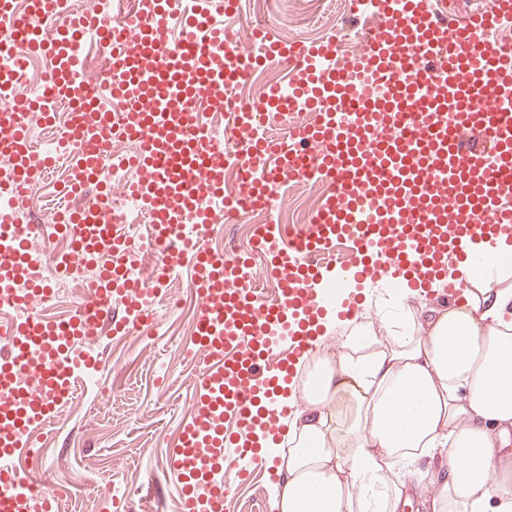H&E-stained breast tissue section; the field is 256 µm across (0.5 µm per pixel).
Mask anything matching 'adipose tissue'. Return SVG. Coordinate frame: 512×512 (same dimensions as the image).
Listing matches in <instances>:
<instances>
[{"instance_id": "1", "label": "adipose tissue", "mask_w": 512, "mask_h": 512, "mask_svg": "<svg viewBox=\"0 0 512 512\" xmlns=\"http://www.w3.org/2000/svg\"><path fill=\"white\" fill-rule=\"evenodd\" d=\"M461 299L379 309L340 330L281 420L276 512H396L394 470L445 463L418 496L427 512H512V239L472 243Z\"/></svg>"}]
</instances>
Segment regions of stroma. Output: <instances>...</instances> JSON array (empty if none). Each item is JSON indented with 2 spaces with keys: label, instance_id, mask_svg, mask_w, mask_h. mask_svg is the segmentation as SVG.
Instances as JSON below:
<instances>
[{
  "label": "stroma",
  "instance_id": "stroma-1",
  "mask_svg": "<svg viewBox=\"0 0 512 512\" xmlns=\"http://www.w3.org/2000/svg\"><path fill=\"white\" fill-rule=\"evenodd\" d=\"M336 0H277L266 26L287 43L318 40L352 28L363 33V18L336 14ZM323 188L278 189L275 223L303 224L320 205ZM190 267L180 268L176 285L182 309L154 312L134 336L103 339L100 389L88 393L62 416L60 430L33 438L42 451V478L50 489L75 495L80 512H140L160 506L175 512L177 499L166 486V459L175 447L179 422L192 399L197 360L188 354L197 314L188 282Z\"/></svg>",
  "mask_w": 512,
  "mask_h": 512
}]
</instances>
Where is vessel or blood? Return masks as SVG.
I'll use <instances>...</instances> for the list:
<instances>
[{"mask_svg":"<svg viewBox=\"0 0 512 512\" xmlns=\"http://www.w3.org/2000/svg\"><path fill=\"white\" fill-rule=\"evenodd\" d=\"M137 0L119 24L74 15L60 17V0H0V163L23 187L67 156L64 194L96 177L112 154L113 130L136 138L128 161L135 179L122 194L151 215L150 237L162 246L164 266H192L198 299L194 344L204 366L182 418L168 474L184 512H224L239 482L268 468L261 449L276 435L277 390L313 349L328 316L343 319L360 303L341 288L344 279L374 284L400 279L418 288L447 272L459 257L453 243L479 236H512V45L497 33L512 26V0L457 19L446 0H348L351 15L370 28L356 48L338 37L275 40L263 27L237 40L224 26L239 0ZM61 21L55 43L39 40L35 21ZM94 32L112 79L101 88L82 69L85 32ZM43 56L41 90L25 92L16 70ZM277 62L268 113L295 121L288 142L272 147L255 112L228 110L230 146L190 104L223 107L261 62ZM119 104L112 121L105 99ZM80 110L77 149L61 142L38 149L30 120L48 117L51 100ZM249 173L246 194L273 205L284 180L315 182L324 201L313 223L291 238L264 227L259 250L279 285L265 304L252 285L249 259L201 247L224 194V161ZM111 202L58 218L63 232L79 228L76 248L87 255L122 253L130 240L111 223ZM37 225H18L0 212V512H55L53 499L31 500L28 481L12 467L32 431L66 400L85 360L63 351L103 331L120 333L147 317L156 293L128 278L120 265L102 267L85 302L64 321L33 310L45 297V278L32 263ZM352 247L336 270L314 263L336 240Z\"/></svg>","mask_w":512,"mask_h":512,"instance_id":"vessel-or-blood-1","label":"vessel or blood"}]
</instances>
